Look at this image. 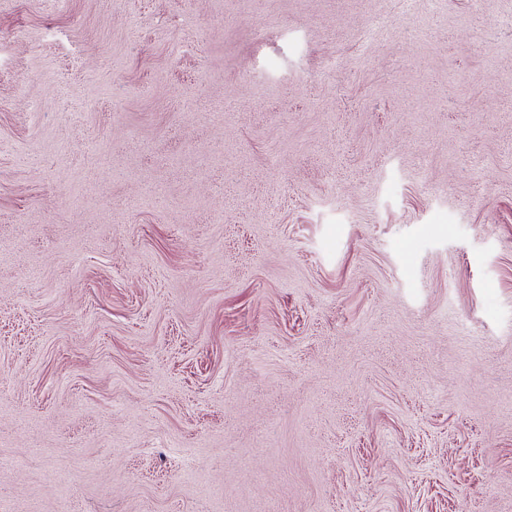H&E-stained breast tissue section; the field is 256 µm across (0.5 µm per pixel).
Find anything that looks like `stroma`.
<instances>
[{
  "mask_svg": "<svg viewBox=\"0 0 512 512\" xmlns=\"http://www.w3.org/2000/svg\"><path fill=\"white\" fill-rule=\"evenodd\" d=\"M0 512H512V0H0Z\"/></svg>",
  "mask_w": 512,
  "mask_h": 512,
  "instance_id": "1",
  "label": "stroma"
}]
</instances>
